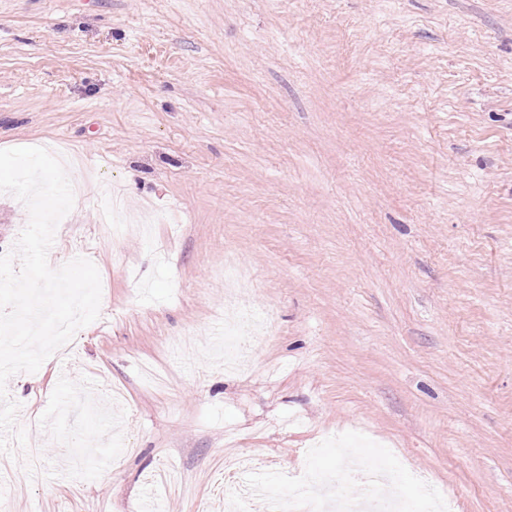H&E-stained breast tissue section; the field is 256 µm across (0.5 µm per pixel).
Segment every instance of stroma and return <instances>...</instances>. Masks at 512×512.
<instances>
[{
  "mask_svg": "<svg viewBox=\"0 0 512 512\" xmlns=\"http://www.w3.org/2000/svg\"><path fill=\"white\" fill-rule=\"evenodd\" d=\"M93 182L68 359L7 382L0 512H224L225 439L385 468L405 512H512V0H0V149ZM120 193L128 218L103 227ZM246 285L224 290V265ZM275 317L225 368L236 307Z\"/></svg>",
  "mask_w": 512,
  "mask_h": 512,
  "instance_id": "obj_1",
  "label": "stroma"
}]
</instances>
